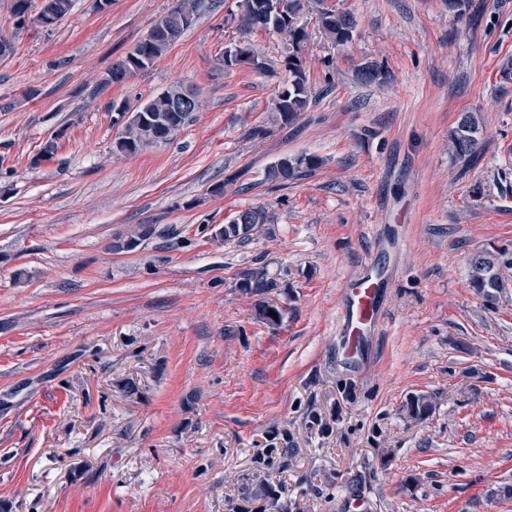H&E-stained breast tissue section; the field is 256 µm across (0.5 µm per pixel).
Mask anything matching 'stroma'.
<instances>
[{
    "label": "stroma",
    "instance_id": "35a3bbf8",
    "mask_svg": "<svg viewBox=\"0 0 512 512\" xmlns=\"http://www.w3.org/2000/svg\"><path fill=\"white\" fill-rule=\"evenodd\" d=\"M180 0H74L15 30L0 0V505L7 512H512V288H471L474 255L512 250V0H310L316 102L249 137L286 74L285 37L241 34L236 0H202L147 72L101 87ZM326 4L356 19L327 41ZM248 39L271 72L224 65ZM375 62L384 84H361ZM194 121L169 145L113 150L112 101L176 83ZM478 114L474 160L448 149ZM53 160L41 157L45 143ZM311 175L264 179L284 156ZM246 243L214 230L242 208ZM157 236L131 252L115 237ZM265 267L280 326L255 318L242 271ZM381 274L382 314L345 362L348 283ZM135 382L138 392L124 386ZM429 394L425 420L406 402ZM287 484L269 491V471ZM322 165V160L314 155L283 157L270 165L265 173L266 181L277 186L301 180ZM236 217L239 220L234 222ZM229 223L224 224L221 230H216L214 237L224 242L246 243L251 239L254 231L268 223L267 211L262 207L244 208ZM154 226L150 224H138L127 233L118 235L112 243L113 251H134L141 241L154 234Z\"/></svg>",
    "mask_w": 512,
    "mask_h": 512
}]
</instances>
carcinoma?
Returning <instances> with one entry per match:
<instances>
[{
  "mask_svg": "<svg viewBox=\"0 0 512 512\" xmlns=\"http://www.w3.org/2000/svg\"><path fill=\"white\" fill-rule=\"evenodd\" d=\"M198 0H181V3L166 13V22L171 30L169 37L141 39L131 52L113 63L112 82L115 84L127 80L145 71L167 52L189 29L182 20L196 18ZM238 26L244 33L255 29L270 33L285 34L290 41L288 55L284 56L282 66L288 78L279 83L271 100V115L265 124L252 128L254 138L268 136L272 127L295 123L302 113L308 111L313 102V93L305 68L303 48L309 33L298 21L302 10V0H237ZM356 25L355 17L346 11L334 7H324L318 11L317 26L328 40L336 45L350 41ZM232 49L237 59L251 65L257 71L269 70V65L260 58L259 53L247 40L233 43ZM364 84L383 83L387 76L382 70L367 63L358 73ZM184 89L181 83L175 84L151 97L147 102L132 111L123 106V111L132 112L113 141V150L123 154H137L148 147H157L174 141L189 124L197 105L187 112L174 111L173 96ZM479 145V121L471 112L461 115L456 129L451 135V147L459 158L468 159ZM322 165V160L314 155L283 157L270 165L265 173L267 181L278 186L301 180ZM238 220L232 221L214 237L224 242L246 243L254 231L268 223L267 211L262 207L244 208L237 213ZM154 234V226L138 224L127 233L119 235L112 243V249L118 252L133 251L141 241ZM512 268V259L506 252L497 254H479L470 260V282L481 298L494 303L506 288L507 271ZM277 287L275 278L269 276L264 268L249 269L241 273L238 288L248 295H258ZM258 318L269 325L282 323V309L272 303L260 301L256 304ZM277 313L272 317L269 312ZM434 409V401L429 395H416L407 402V415L415 420L426 419Z\"/></svg>",
  "mask_w": 512,
  "mask_h": 512,
  "instance_id": "cac0c4a2",
  "label": "carcinoma"
}]
</instances>
